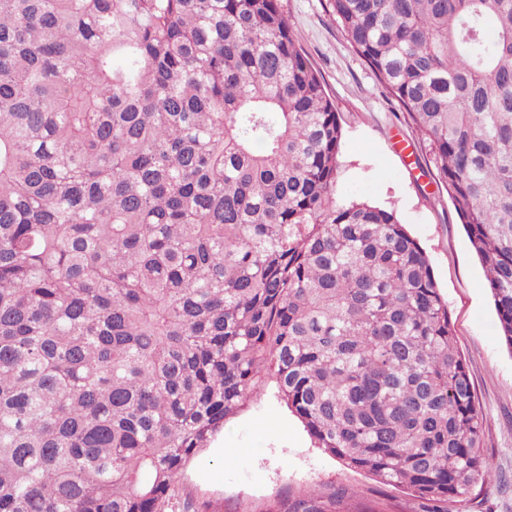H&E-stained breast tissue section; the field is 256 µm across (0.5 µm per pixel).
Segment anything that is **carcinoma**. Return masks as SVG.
I'll use <instances>...</instances> for the list:
<instances>
[{
    "instance_id": "1",
    "label": "carcinoma",
    "mask_w": 512,
    "mask_h": 512,
    "mask_svg": "<svg viewBox=\"0 0 512 512\" xmlns=\"http://www.w3.org/2000/svg\"><path fill=\"white\" fill-rule=\"evenodd\" d=\"M430 148L512 353V0H331ZM279 0H0V512H224L264 376L421 512L491 473L448 304ZM259 512H385L340 486Z\"/></svg>"
}]
</instances>
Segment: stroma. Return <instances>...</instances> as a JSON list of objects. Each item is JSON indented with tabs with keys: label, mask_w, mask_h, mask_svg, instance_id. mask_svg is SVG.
Listing matches in <instances>:
<instances>
[{
	"label": "stroma",
	"mask_w": 512,
	"mask_h": 512,
	"mask_svg": "<svg viewBox=\"0 0 512 512\" xmlns=\"http://www.w3.org/2000/svg\"><path fill=\"white\" fill-rule=\"evenodd\" d=\"M281 9L343 127L337 203L365 200L396 208L425 250L448 303L493 460L490 479L452 512H512V352L501 342L482 265L447 192L435 183L437 171L406 112L350 47L329 0H281ZM180 485L199 500L222 503L226 512H254L285 491L377 488L365 472L316 448L271 380L190 461Z\"/></svg>",
	"instance_id": "1"
}]
</instances>
